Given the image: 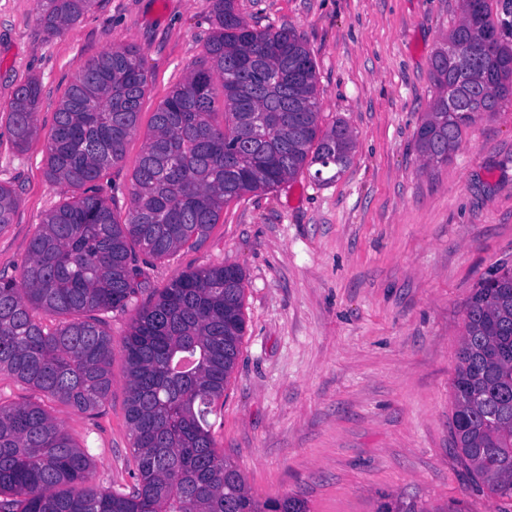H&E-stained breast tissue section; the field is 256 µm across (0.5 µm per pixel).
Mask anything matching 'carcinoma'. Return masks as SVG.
Listing matches in <instances>:
<instances>
[{
  "instance_id": "carcinoma-1",
  "label": "carcinoma",
  "mask_w": 512,
  "mask_h": 512,
  "mask_svg": "<svg viewBox=\"0 0 512 512\" xmlns=\"http://www.w3.org/2000/svg\"><path fill=\"white\" fill-rule=\"evenodd\" d=\"M99 2L40 0L47 37ZM461 8L448 40L468 64L437 50V96L416 134L429 164L448 160L477 115L512 99V43L501 40L489 0ZM210 18L206 58L153 112L123 219L96 182L124 158L148 75L132 45L77 66L46 157L49 177L78 194L44 215L18 274L0 275V374L80 412L112 393V335L101 315L138 304L122 338L134 484L126 492L97 484L87 452L41 403L0 404V512H306L296 497L256 501L212 433L209 416L245 331L242 270L186 271L138 303L141 264L201 242L225 205L313 165L318 175L336 170L334 179L352 158L345 124L319 126L316 65L300 36L251 28L234 0H211ZM217 81L222 126L213 121ZM41 93L31 78L8 106L18 149L36 134ZM17 206L16 191L0 185V229ZM452 389L459 457L481 489L512 502V268H496L471 298Z\"/></svg>"
}]
</instances>
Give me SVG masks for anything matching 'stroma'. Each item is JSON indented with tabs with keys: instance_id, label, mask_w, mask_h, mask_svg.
<instances>
[{
	"instance_id": "obj_1",
	"label": "stroma",
	"mask_w": 512,
	"mask_h": 512,
	"mask_svg": "<svg viewBox=\"0 0 512 512\" xmlns=\"http://www.w3.org/2000/svg\"><path fill=\"white\" fill-rule=\"evenodd\" d=\"M258 30L288 27L316 62L320 125L352 131L351 164L331 181L306 170L225 206L195 247L149 262L148 291L232 263L244 274L246 329L214 436L250 494L295 496L309 512H498L452 443L451 381L466 310L482 279L512 267V103L481 114L448 161L425 164L416 131L436 95L431 59L460 0H235ZM38 0H0V183L19 203L0 229V273L17 274L46 212L72 195L45 175L54 112L80 62L139 48L149 76L139 127L100 181L127 213L151 118L204 55L210 0H101L47 39ZM42 84L37 134L17 150L6 106ZM132 311L106 313L112 395L83 413L0 376V403L40 400L123 491L132 437L121 339Z\"/></svg>"
}]
</instances>
